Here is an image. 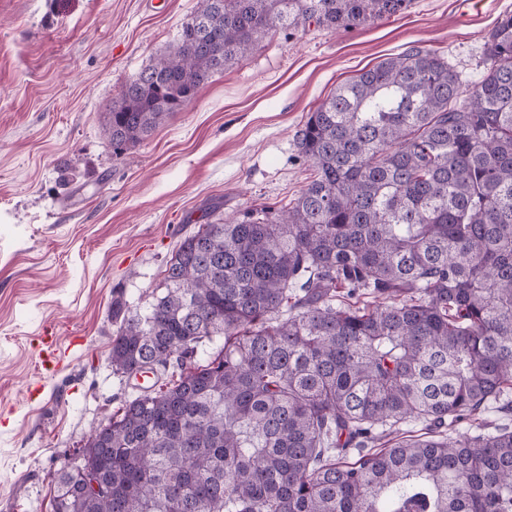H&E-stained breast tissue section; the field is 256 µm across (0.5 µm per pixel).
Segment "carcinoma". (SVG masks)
<instances>
[{
    "label": "carcinoma",
    "instance_id": "obj_1",
    "mask_svg": "<svg viewBox=\"0 0 512 512\" xmlns=\"http://www.w3.org/2000/svg\"><path fill=\"white\" fill-rule=\"evenodd\" d=\"M411 2L198 0L106 137L135 146L269 35ZM483 65L466 87L411 49L338 84L297 198L198 225L146 306L115 304L112 371L155 381L78 450L97 490L57 471L53 512H512V426L481 420L512 413V13Z\"/></svg>",
    "mask_w": 512,
    "mask_h": 512
}]
</instances>
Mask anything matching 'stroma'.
Returning <instances> with one entry per match:
<instances>
[{
    "mask_svg": "<svg viewBox=\"0 0 512 512\" xmlns=\"http://www.w3.org/2000/svg\"><path fill=\"white\" fill-rule=\"evenodd\" d=\"M198 0H0V512H51L55 473L138 394L108 361L115 300L144 306L182 237L274 208L311 175L295 134L337 83L413 47L473 82L512 0L264 39L116 155L106 114ZM58 344L41 377L43 335Z\"/></svg>",
    "mask_w": 512,
    "mask_h": 512,
    "instance_id": "1",
    "label": "stroma"
}]
</instances>
